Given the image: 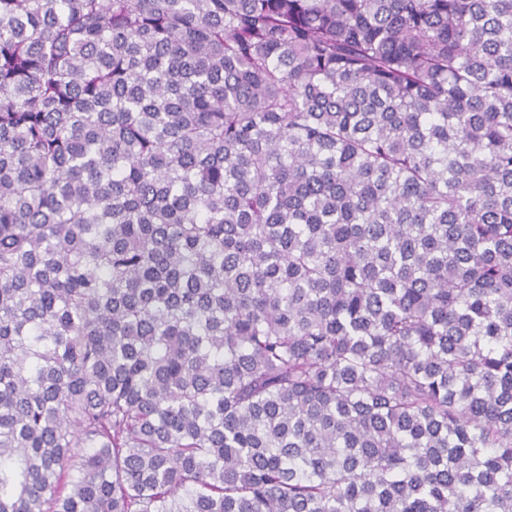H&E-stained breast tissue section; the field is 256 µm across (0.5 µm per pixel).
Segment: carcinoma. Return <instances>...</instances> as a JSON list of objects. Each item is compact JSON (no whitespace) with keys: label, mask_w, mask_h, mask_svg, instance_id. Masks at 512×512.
Masks as SVG:
<instances>
[{"label":"carcinoma","mask_w":512,"mask_h":512,"mask_svg":"<svg viewBox=\"0 0 512 512\" xmlns=\"http://www.w3.org/2000/svg\"><path fill=\"white\" fill-rule=\"evenodd\" d=\"M0 512H512V0H0Z\"/></svg>","instance_id":"1"}]
</instances>
